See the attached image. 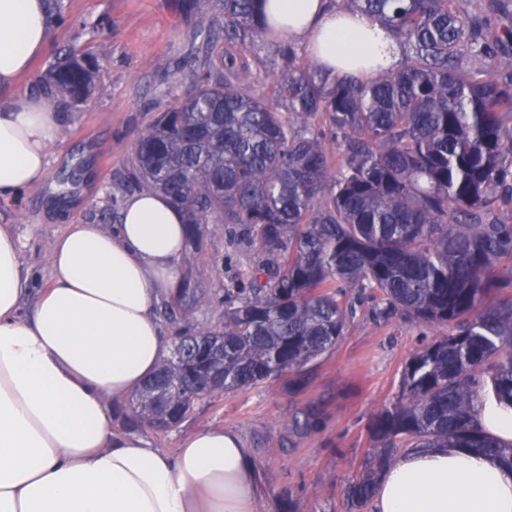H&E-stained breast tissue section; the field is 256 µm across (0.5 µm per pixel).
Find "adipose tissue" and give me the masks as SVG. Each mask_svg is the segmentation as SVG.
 <instances>
[{
  "label": "adipose tissue",
  "instance_id": "1",
  "mask_svg": "<svg viewBox=\"0 0 512 512\" xmlns=\"http://www.w3.org/2000/svg\"><path fill=\"white\" fill-rule=\"evenodd\" d=\"M263 12L339 75L375 77L402 57L384 25L333 0H266ZM48 39L46 0H0V88ZM57 129L43 99L0 105V197L43 179ZM185 241L182 212L136 191L112 226L66 225L38 288L20 237L0 225V512H253L261 490L237 432L191 431L169 453L114 427L166 354L155 307L178 288ZM372 512H512V469L414 450L383 473Z\"/></svg>",
  "mask_w": 512,
  "mask_h": 512
}]
</instances>
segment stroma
I'll list each match as a JSON object with an SVG mask.
<instances>
[{"mask_svg":"<svg viewBox=\"0 0 512 512\" xmlns=\"http://www.w3.org/2000/svg\"><path fill=\"white\" fill-rule=\"evenodd\" d=\"M179 0H59L45 52L29 72L0 90V104L43 96L41 79L72 46L89 48L99 67L93 95L78 106L51 101L60 116L44 179L14 196L0 197V224L13 225L23 241L22 259L44 284L50 244L65 225L109 218L127 194L135 143L156 113L185 91L183 42L188 27ZM232 265H225L227 253ZM254 251L233 248L228 229L212 224L196 251H185L181 278L215 300L202 324L224 321V285L253 265ZM420 330L397 321L357 315L336 346L308 366V382L289 394L279 380L200 397L191 415L165 432L145 430L159 448L173 450L182 434L209 426L238 432L249 448L265 493L255 512H371L350 510L345 490L358 479L374 442L372 417L398 396L404 367ZM321 413V428L288 429L292 413Z\"/></svg>","mask_w":512,"mask_h":512,"instance_id":"obj_1","label":"stroma"}]
</instances>
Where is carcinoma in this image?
Listing matches in <instances>:
<instances>
[{
    "instance_id": "cac0c4a2",
    "label": "carcinoma",
    "mask_w": 512,
    "mask_h": 512,
    "mask_svg": "<svg viewBox=\"0 0 512 512\" xmlns=\"http://www.w3.org/2000/svg\"><path fill=\"white\" fill-rule=\"evenodd\" d=\"M259 0H217L204 43L190 44L187 91L139 138L133 189L160 190L185 214L189 242L226 224L254 265L224 286V323L183 326L203 346L169 357L134 394L129 423H180L195 401L271 378L299 389L307 366L346 334L364 303L373 319L424 328L400 393L370 422L377 456L349 488L371 498L400 452L461 448L512 466V444L476 423L486 397L512 407V27L507 0H337L408 46L373 79L336 75L284 51L269 92L247 41L273 39ZM95 64L73 48L45 93L86 101ZM189 310L211 306L196 288ZM318 409L291 430L319 428Z\"/></svg>"
}]
</instances>
